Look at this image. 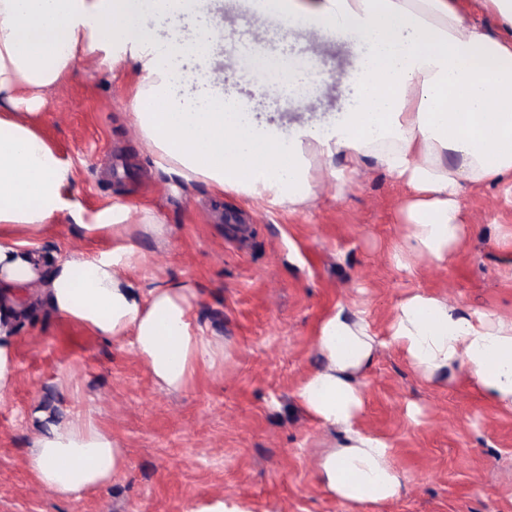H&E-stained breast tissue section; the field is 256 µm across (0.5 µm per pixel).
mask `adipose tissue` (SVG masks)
Returning <instances> with one entry per match:
<instances>
[{
	"instance_id": "ef3b65f1",
	"label": "adipose tissue",
	"mask_w": 512,
	"mask_h": 512,
	"mask_svg": "<svg viewBox=\"0 0 512 512\" xmlns=\"http://www.w3.org/2000/svg\"><path fill=\"white\" fill-rule=\"evenodd\" d=\"M482 6L496 17L497 33L472 20L465 0H256L259 12L352 37L360 58L348 111L325 129L288 138L257 126L240 102L181 94L168 62L205 60L202 30L154 35L127 0H0V398L16 381L13 331L26 311L24 290L41 278L57 313L105 339L129 340L163 390L187 388L194 369L215 364L222 351L193 323L185 286L148 288L131 276L144 255L129 243L130 228L160 237V219L121 204L89 213L68 191L72 169L37 117L43 91L79 57L134 63L143 82L129 104L133 124L162 169L184 182L297 210L314 196L316 165L342 157L343 183L374 164L409 191L396 266L413 255L441 264L466 233L461 191L495 185L512 193V0ZM63 215L112 240V249L57 261L36 253L33 238ZM387 334L425 381L459 374L486 401L512 410V319L469 313L415 289L397 303ZM314 343L324 364L295 398L313 421L343 433L319 461V483L353 510L388 503L403 484L391 446L357 427L365 408L358 376L376 349L365 310L336 305ZM26 466L67 499L118 480L125 458L110 433L79 414L39 436Z\"/></svg>"
}]
</instances>
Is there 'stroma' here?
<instances>
[{"label":"stroma","instance_id":"1","mask_svg":"<svg viewBox=\"0 0 512 512\" xmlns=\"http://www.w3.org/2000/svg\"><path fill=\"white\" fill-rule=\"evenodd\" d=\"M150 3L131 0V9L157 34L200 24L210 34L205 62H179L184 96L194 97L207 73L213 92L247 102L258 124L287 135L349 109L359 56L348 37L257 16L252 0H198L192 16L178 18L151 13ZM247 46L293 60L317 77L314 91L285 96L273 80L258 91ZM141 82L131 62L83 59L44 91L41 132L72 165L71 193L84 209L123 204L159 217L163 238L133 234L144 275L192 289V318L223 343L224 358L197 367L186 389L162 390L128 344L61 317L44 285H31L15 324L16 385L0 400V512H190L213 499L247 512H347L316 478L340 436L293 397L320 364L319 321L337 304L358 305L381 336L398 300L418 288L512 319V204L494 186L463 194L467 237L447 264L415 258L399 269L390 253L408 233L404 192L383 169L367 168L342 190L316 171V195L301 211L184 184L157 168L131 122L127 105ZM38 245L65 259L112 242L63 219ZM358 380L360 426L390 441L403 476L397 499L362 512H512V411L461 379L422 380L388 342ZM411 403L421 410L414 421ZM77 412L117 440L126 467L116 483L63 500L34 481L26 458L47 422Z\"/></svg>","mask_w":512,"mask_h":512}]
</instances>
